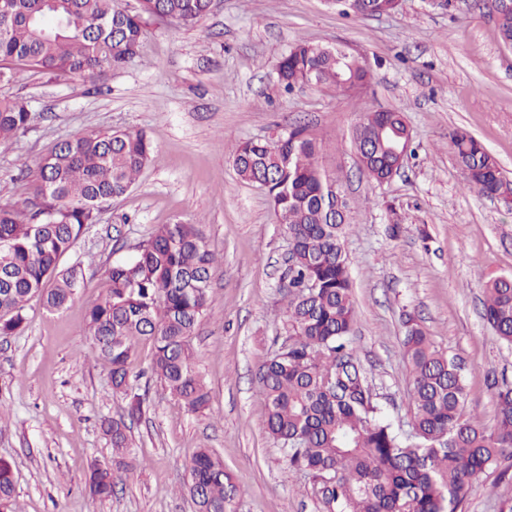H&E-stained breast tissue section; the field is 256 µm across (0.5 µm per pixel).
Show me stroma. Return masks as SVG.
Listing matches in <instances>:
<instances>
[{"mask_svg":"<svg viewBox=\"0 0 512 512\" xmlns=\"http://www.w3.org/2000/svg\"><path fill=\"white\" fill-rule=\"evenodd\" d=\"M489 3L401 0L394 14L361 17L326 0H213L193 26L146 19L140 54L122 68L89 78L24 67L0 83V98L24 100L31 112L29 131L0 148V202L24 200L42 158L76 132L141 130L155 151L62 259L84 267L74 300L50 311L32 298L24 329L0 338V457L15 465L21 512H196L188 468L201 448L216 450L242 489L233 512H320L312 479L265 430L257 380L286 336L288 236L267 192L233 166L239 142L274 141L296 126L316 140L317 165L351 211V347L383 414L410 431L408 312L460 362L468 411L493 426V387L512 383V346L484 322L481 300L488 280L512 276V204L470 188L450 144L465 129L512 179V50ZM299 40L362 57L369 85L286 91L277 64ZM379 108L402 112L412 130L403 167L381 185L361 173L352 142L363 113ZM175 223L201 225L223 259L211 283L214 313L192 338L209 404L187 412L152 377V342L137 341L130 383L144 411L128 436L139 466L98 499L86 481L94 462L110 458L103 423L125 403L94 356L86 314L105 293L106 270L157 225ZM510 504L506 458L473 484L461 510Z\"/></svg>","mask_w":512,"mask_h":512,"instance_id":"stroma-1","label":"stroma"}]
</instances>
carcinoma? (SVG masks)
Listing matches in <instances>:
<instances>
[{"label": "carcinoma", "instance_id": "1", "mask_svg": "<svg viewBox=\"0 0 512 512\" xmlns=\"http://www.w3.org/2000/svg\"><path fill=\"white\" fill-rule=\"evenodd\" d=\"M356 15H390L397 0H329ZM0 12V79L23 64L50 75L91 76L139 55L143 16L194 25L211 0H140L137 14L112 0H9ZM502 44L512 48V0H491ZM284 86L350 89L368 85L365 61L338 46L300 40L277 67ZM28 105L0 100V144L26 132ZM410 130L394 110L373 111L355 126L352 139L361 171L377 183L392 173V142ZM467 184L480 194L512 198V180L496 159L465 131L451 138ZM316 142L304 128L276 141L245 140L233 164L240 180L268 193L290 244L286 339L260 366L266 431L289 465L314 481L322 512H458L469 487L499 458L512 454V384L496 389L492 428L466 412L459 363L439 348L412 317L405 321L404 356L410 366L414 418L404 435L374 404L352 352L355 321L350 261L343 239L350 227L343 197L319 171ZM155 160L142 131L78 133L59 142L38 168L29 196L0 204V336L27 323L34 295L49 310L65 307L84 284L81 264L60 261L99 212L126 194ZM219 259L196 224H160L135 257L112 265L107 290L86 320L94 353L108 370L115 394L128 399L125 413L105 421L112 462L90 470L88 487L98 498L136 468L126 420L141 413L129 386L135 341L154 346L151 372L191 413L206 408L209 390L191 339L212 311L210 288ZM483 317L496 336L512 345V276L484 288ZM189 490L197 512H226L242 490L210 448L189 466ZM13 463L0 458V512L12 510Z\"/></svg>", "mask_w": 512, "mask_h": 512}]
</instances>
